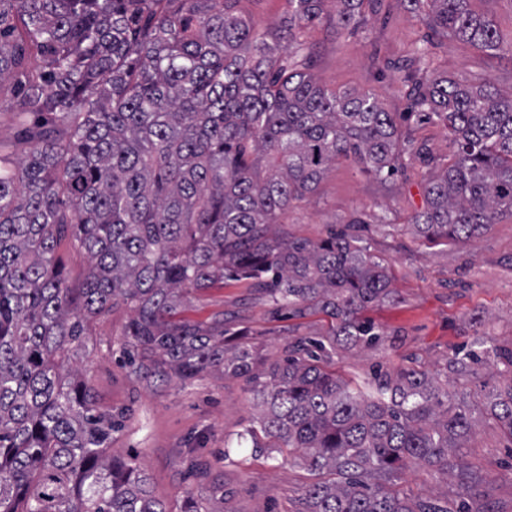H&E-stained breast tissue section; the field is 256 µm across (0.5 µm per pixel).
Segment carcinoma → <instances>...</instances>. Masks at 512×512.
<instances>
[{
    "label": "carcinoma",
    "mask_w": 512,
    "mask_h": 512,
    "mask_svg": "<svg viewBox=\"0 0 512 512\" xmlns=\"http://www.w3.org/2000/svg\"><path fill=\"white\" fill-rule=\"evenodd\" d=\"M240 2L0 0V112L34 141L16 162L0 156V512H167L136 459H107L120 419L62 376L89 323L119 306L132 313V376L246 382L259 414L239 438L302 462L303 512H450L393 489L416 468L455 479L456 512H495L480 503L482 476L455 461L474 425L448 380L409 367L359 382L333 368L336 341L382 340L363 312L393 299L388 264L344 231L314 242L279 227L339 159L385 184L404 158H434L377 96L308 73L305 36L325 0H289L272 31ZM364 2L336 0V24H361ZM401 2L434 35L502 51L471 0ZM408 69L410 109L442 122L453 146L415 233L470 242L512 218V94L459 83L426 46ZM63 240L90 258L80 288L56 256ZM226 280L252 281L274 313L324 315L326 336L260 368L224 316L181 317ZM480 356L503 365L485 407L512 438V348L457 353L453 368Z\"/></svg>",
    "instance_id": "1"
}]
</instances>
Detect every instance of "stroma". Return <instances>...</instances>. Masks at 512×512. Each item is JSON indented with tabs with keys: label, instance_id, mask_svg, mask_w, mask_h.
Wrapping results in <instances>:
<instances>
[{
	"label": "stroma",
	"instance_id": "35a3bbf8",
	"mask_svg": "<svg viewBox=\"0 0 512 512\" xmlns=\"http://www.w3.org/2000/svg\"><path fill=\"white\" fill-rule=\"evenodd\" d=\"M363 13L365 25L337 28L336 4L326 0L320 23L308 34L309 72L331 88L376 94L434 161H405L386 186L354 162L338 160L317 192L289 209L284 228L291 236L316 241L332 227L362 220L360 234L371 253L388 262L396 298L369 312L382 342L337 348V370L359 380L400 367L447 376L450 390L466 393L476 423V436L459 460L483 476L484 502L496 512H512V439L483 405L486 387L497 383L499 374L486 363L463 378L447 373L448 359L458 349L512 346V219H502L466 244L430 246L415 235L410 221L423 206V187L452 155L445 126L411 111L406 97L403 64L426 29L400 0H366ZM433 59L438 70L456 79L512 93L507 51L489 57L471 44L451 41L435 48ZM217 312L268 363L282 357L289 339L319 338L327 331L320 315L271 314L265 298L245 281H226L191 300L183 316L204 321ZM128 322L121 307L96 319L86 347L73 358L101 410L124 418L112 434L108 456L137 457L153 496L168 512H182L189 498L201 496L222 504L224 512H299L310 483L305 468L283 462L277 452L236 445L237 432L256 415L244 382L215 375L186 385L135 380L121 348ZM399 486L411 497L455 495L452 478L426 468L405 473Z\"/></svg>",
	"mask_w": 512,
	"mask_h": 512
}]
</instances>
